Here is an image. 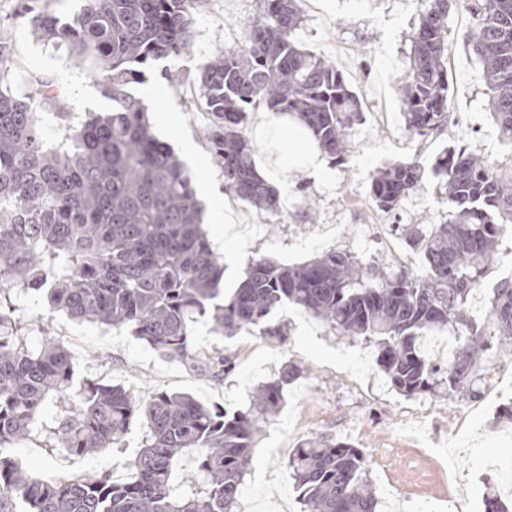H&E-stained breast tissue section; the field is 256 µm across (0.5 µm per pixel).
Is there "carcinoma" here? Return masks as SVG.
<instances>
[{
	"mask_svg": "<svg viewBox=\"0 0 512 512\" xmlns=\"http://www.w3.org/2000/svg\"><path fill=\"white\" fill-rule=\"evenodd\" d=\"M259 2L243 49L212 56L198 82L225 186L256 209L275 212L279 192L258 173L246 135L250 109L291 117L342 161L362 104L335 63L296 43L297 0ZM424 2L400 87L406 132L425 136L448 117V16L458 4L476 17L470 43L488 109L512 147V0ZM199 3L86 0L63 23L25 8L34 36L65 46L112 100L111 111L77 124L53 82L31 75L26 83L35 93L15 89L0 45V304L15 290L44 291L50 310L125 329L217 381L234 370L235 354L197 347L192 324L202 317L227 339L246 331L284 346L288 334L269 316L289 304L338 336L377 342L376 363L407 397H476L485 384L484 357L512 349V277L493 289L483 321L468 312L512 223V151L496 165L464 151L436 159L432 171L448 189V223L391 228L423 255V273L385 268L349 250L294 266L260 255L248 260L244 280L226 297L193 176L153 133L142 100L128 92L144 66L188 51ZM44 110L58 119L62 135L55 143L43 133ZM422 179L415 158L386 164L373 178L372 200L383 212L395 211ZM19 326L0 313V512H16L18 501L23 512H238L251 449L299 368L286 365L231 414L188 393L162 390L142 400L99 377L75 391L64 345L49 338L30 348ZM444 329L459 338L446 366L419 347L423 336ZM50 401L62 408L51 447L71 456L108 450L141 422L145 444L126 461L134 477L92 473L48 481L23 468L14 452ZM185 455L195 468L179 482L175 467ZM288 468L301 512H377L370 463L346 442L313 436L294 449ZM485 512H512V502L491 488Z\"/></svg>",
	"mask_w": 512,
	"mask_h": 512,
	"instance_id": "1",
	"label": "carcinoma"
}]
</instances>
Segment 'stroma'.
<instances>
[{"label": "stroma", "mask_w": 512, "mask_h": 512, "mask_svg": "<svg viewBox=\"0 0 512 512\" xmlns=\"http://www.w3.org/2000/svg\"><path fill=\"white\" fill-rule=\"evenodd\" d=\"M19 3L0 0V42L10 50L13 71L53 81L77 117L111 110L99 83L87 69L75 65L65 47L40 42L30 34L25 19L17 15ZM300 7L296 42L334 62L366 107L348 136L344 162L325 158L318 171L282 170L259 132L264 109L250 112L246 134L256 148L259 172L280 191V212L260 211L245 202L226 206L229 191L210 150V116L197 109L200 65L215 53L234 48V35L254 17L256 0H200L189 52L153 63L129 88L145 98L147 87H164L163 96L145 99L153 132L190 169L205 208L222 206L235 221L234 238L217 249L228 289L237 286L248 258L264 254L293 264L347 249L384 266L420 269L419 254L392 234L391 227L447 222L445 189L434 175H427L398 210L385 213L371 200L374 171L383 163L411 158L428 168L450 146L491 161L508 152L488 113L465 11L451 12L448 18L451 117L433 137L416 138L405 130L398 92L419 22L413 0H301ZM510 276L512 234L505 236L497 260L469 302L474 318L484 320L493 288ZM13 305L15 316L30 322L25 332L28 346L51 337L69 348L75 382L95 375L143 399L158 390L186 392L233 411L243 407L254 385L278 373L285 362L303 366L304 376L288 385L284 407L252 451L240 512H300L288 457L316 435L365 452L386 449V456L370 465L378 512H449L452 499L462 500V512H484L487 486L499 481V463L512 460V419L501 413L504 405H512V363L502 366L501 384L485 388L476 398L430 393L406 397L379 370L374 347L336 336L318 320L288 307L273 316L288 328L283 347L247 332L227 342L211 332L207 320L194 324L198 346L227 347L236 355L234 371L219 383L126 333L79 323L61 313L41 318L39 295L18 296ZM425 403L436 407L425 429L403 426L398 409ZM57 421L58 409L48 403L30 441L15 452L24 467L44 478L112 471L115 464L133 457L145 438L143 426L136 425L121 447L77 458L47 446L45 437Z\"/></svg>", "instance_id": "obj_1"}]
</instances>
